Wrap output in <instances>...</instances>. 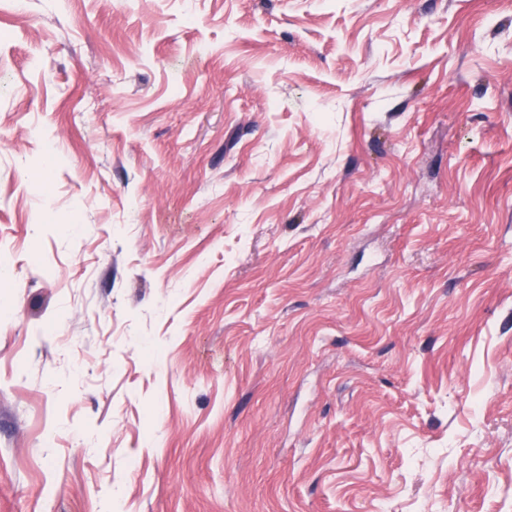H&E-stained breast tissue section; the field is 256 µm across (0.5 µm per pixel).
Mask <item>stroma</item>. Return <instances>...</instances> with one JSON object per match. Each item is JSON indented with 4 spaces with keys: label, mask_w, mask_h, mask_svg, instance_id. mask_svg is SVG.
I'll use <instances>...</instances> for the list:
<instances>
[{
    "label": "stroma",
    "mask_w": 512,
    "mask_h": 512,
    "mask_svg": "<svg viewBox=\"0 0 512 512\" xmlns=\"http://www.w3.org/2000/svg\"><path fill=\"white\" fill-rule=\"evenodd\" d=\"M0 61V512H512V0H26Z\"/></svg>",
    "instance_id": "1"
}]
</instances>
